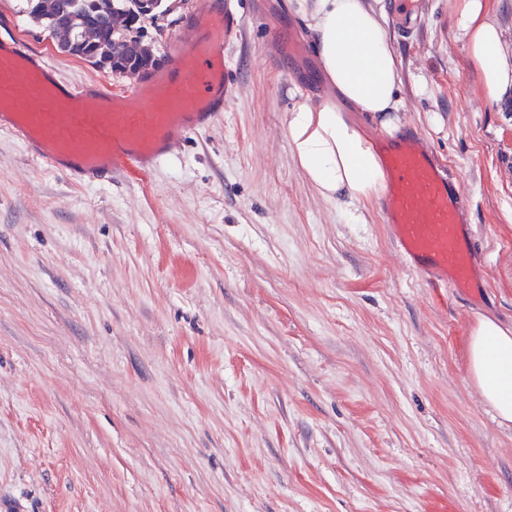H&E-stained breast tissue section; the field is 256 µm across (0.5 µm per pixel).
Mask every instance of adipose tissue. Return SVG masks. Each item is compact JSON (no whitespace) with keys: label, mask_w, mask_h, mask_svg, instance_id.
<instances>
[{"label":"adipose tissue","mask_w":512,"mask_h":512,"mask_svg":"<svg viewBox=\"0 0 512 512\" xmlns=\"http://www.w3.org/2000/svg\"><path fill=\"white\" fill-rule=\"evenodd\" d=\"M311 33L321 77L329 89L319 104L289 109L288 146L311 188L336 202L350 223L363 221L364 203L383 187L381 159L362 123L386 133L402 124L398 59L386 14L374 0H288ZM456 29L491 101L512 93V40L481 0H459ZM468 375L503 425L512 424V325L481 316L470 331Z\"/></svg>","instance_id":"obj_1"}]
</instances>
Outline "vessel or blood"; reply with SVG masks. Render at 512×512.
I'll return each mask as SVG.
<instances>
[{
  "label": "vessel or blood",
  "mask_w": 512,
  "mask_h": 512,
  "mask_svg": "<svg viewBox=\"0 0 512 512\" xmlns=\"http://www.w3.org/2000/svg\"><path fill=\"white\" fill-rule=\"evenodd\" d=\"M418 12L417 0H397L401 32L410 33ZM240 26L236 0L200 7L170 64L119 90L64 82L43 53L0 37V131L75 179L91 182L106 174L146 181L187 135L208 129L235 101L224 51ZM267 42L282 56L303 52L301 39L281 38L272 29ZM377 148L385 171L381 220L405 266L431 286L475 294L478 266L467 210L445 165L415 132L378 137Z\"/></svg>",
  "instance_id": "obj_1"
}]
</instances>
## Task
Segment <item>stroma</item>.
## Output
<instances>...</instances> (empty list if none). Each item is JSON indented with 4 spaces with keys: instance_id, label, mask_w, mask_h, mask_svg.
Returning a JSON list of instances; mask_svg holds the SVG:
<instances>
[{
    "instance_id": "obj_1",
    "label": "stroma",
    "mask_w": 512,
    "mask_h": 512,
    "mask_svg": "<svg viewBox=\"0 0 512 512\" xmlns=\"http://www.w3.org/2000/svg\"><path fill=\"white\" fill-rule=\"evenodd\" d=\"M198 2L142 20L159 65ZM238 6L239 100L146 184L75 181L0 132V512H512V427L467 373L476 319L512 324V97L489 102L457 0L387 23L402 125L460 183L483 278L433 289L378 202L347 223L298 169L285 115L320 76L267 47L268 23L304 29L288 0ZM0 36L71 83L136 82L17 0Z\"/></svg>"
}]
</instances>
